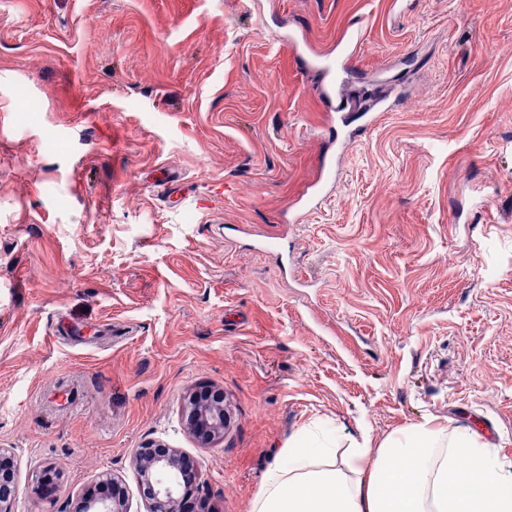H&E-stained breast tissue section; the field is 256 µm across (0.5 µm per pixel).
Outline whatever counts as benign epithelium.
Here are the masks:
<instances>
[{
	"mask_svg": "<svg viewBox=\"0 0 512 512\" xmlns=\"http://www.w3.org/2000/svg\"><path fill=\"white\" fill-rule=\"evenodd\" d=\"M228 410L221 389L207 388L190 394L182 407L185 429L201 448H209L224 438ZM132 465L137 474L141 496L148 503L147 512H183L186 501L204 486L201 466L179 448L148 441L134 450ZM15 474L0 475V512H12ZM57 473L45 467L37 484L49 488L44 499L56 498L54 480ZM98 484L110 488L99 494L88 488L79 494L69 512H129L119 479L111 473L98 477Z\"/></svg>",
	"mask_w": 512,
	"mask_h": 512,
	"instance_id": "7a95c632",
	"label": "benign epithelium"
}]
</instances>
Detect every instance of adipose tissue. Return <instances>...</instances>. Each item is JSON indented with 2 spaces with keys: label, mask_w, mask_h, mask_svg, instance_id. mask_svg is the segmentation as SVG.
Wrapping results in <instances>:
<instances>
[{
  "label": "adipose tissue",
  "mask_w": 512,
  "mask_h": 512,
  "mask_svg": "<svg viewBox=\"0 0 512 512\" xmlns=\"http://www.w3.org/2000/svg\"><path fill=\"white\" fill-rule=\"evenodd\" d=\"M334 431L281 450L253 512H512V467L473 432L429 423L388 436L378 451Z\"/></svg>",
  "instance_id": "adipose-tissue-1"
}]
</instances>
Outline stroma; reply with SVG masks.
<instances>
[{
	"label": "stroma",
	"mask_w": 512,
	"mask_h": 512,
	"mask_svg": "<svg viewBox=\"0 0 512 512\" xmlns=\"http://www.w3.org/2000/svg\"><path fill=\"white\" fill-rule=\"evenodd\" d=\"M357 20V105L331 111L286 41L327 53ZM503 43L512 0H0L13 512H65L104 472L146 512L131 456L151 439L201 464L199 512H251L318 426L375 449L428 420L512 462ZM204 386L230 412L212 448L181 419Z\"/></svg>",
	"instance_id": "obj_1"
}]
</instances>
